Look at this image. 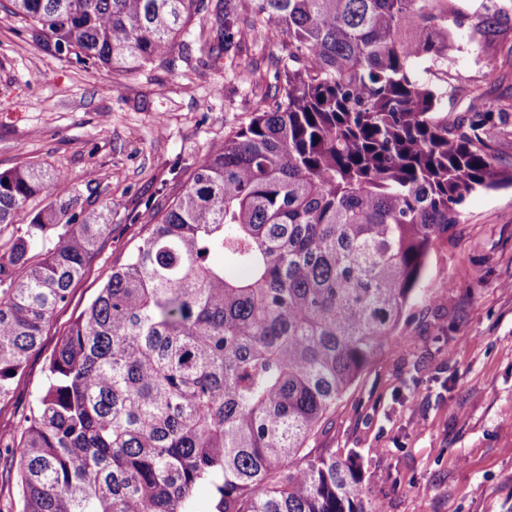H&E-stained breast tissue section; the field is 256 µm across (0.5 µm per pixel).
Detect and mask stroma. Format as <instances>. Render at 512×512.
<instances>
[{"instance_id":"stroma-1","label":"stroma","mask_w":512,"mask_h":512,"mask_svg":"<svg viewBox=\"0 0 512 512\" xmlns=\"http://www.w3.org/2000/svg\"><path fill=\"white\" fill-rule=\"evenodd\" d=\"M24 26L0 11V171L34 162L63 173L87 210L111 203L112 233L0 401L6 436L64 331L138 243L146 201L163 205L159 190L174 172L189 175L248 122L277 70L264 34L242 45L233 67L179 38L175 67L121 76L50 54ZM484 50L464 37L447 71L419 65L420 78L449 87V115L478 97L512 102V62L486 85ZM462 212L394 340L314 441L357 451L361 488L385 512H512V186L471 193Z\"/></svg>"}]
</instances>
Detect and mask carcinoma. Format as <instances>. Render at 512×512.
<instances>
[{
    "label": "carcinoma",
    "instance_id": "carcinoma-1",
    "mask_svg": "<svg viewBox=\"0 0 512 512\" xmlns=\"http://www.w3.org/2000/svg\"><path fill=\"white\" fill-rule=\"evenodd\" d=\"M451 0H0L31 39L89 69L169 67L180 35L228 60L283 36L248 123L150 211L135 250L47 359L0 512H381L352 454L310 446L395 336L472 191L512 185L494 145L512 104L453 118L416 65L512 34ZM50 202L32 213L28 203ZM37 163L0 171V401L112 232ZM63 228L54 248L36 242Z\"/></svg>",
    "mask_w": 512,
    "mask_h": 512
}]
</instances>
